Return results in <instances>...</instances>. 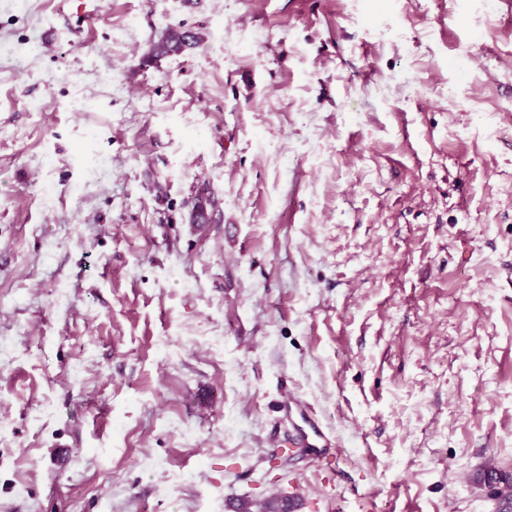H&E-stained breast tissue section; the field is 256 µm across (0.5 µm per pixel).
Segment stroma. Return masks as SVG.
I'll list each match as a JSON object with an SVG mask.
<instances>
[{
  "label": "stroma",
  "mask_w": 512,
  "mask_h": 512,
  "mask_svg": "<svg viewBox=\"0 0 512 512\" xmlns=\"http://www.w3.org/2000/svg\"><path fill=\"white\" fill-rule=\"evenodd\" d=\"M0 352V512H512V14L0 0ZM157 45L152 46L151 52L145 54V62L150 63L164 56L181 54L197 47L203 41V35L197 30L188 29L181 25L165 29ZM286 401L287 404L289 402L295 405L304 423V426L297 429L295 441L299 448L305 449L308 459L333 456L334 450L336 451L335 444L321 425L309 415L307 406L293 396H287Z\"/></svg>",
  "instance_id": "stroma-1"
}]
</instances>
